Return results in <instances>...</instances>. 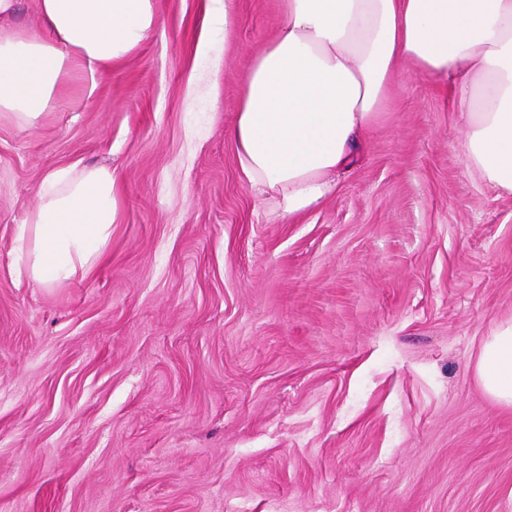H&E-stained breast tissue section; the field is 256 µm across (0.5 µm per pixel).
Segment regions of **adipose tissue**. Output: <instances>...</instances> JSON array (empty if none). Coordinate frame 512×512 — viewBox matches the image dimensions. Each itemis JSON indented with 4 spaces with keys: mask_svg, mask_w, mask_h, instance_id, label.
<instances>
[{
    "mask_svg": "<svg viewBox=\"0 0 512 512\" xmlns=\"http://www.w3.org/2000/svg\"><path fill=\"white\" fill-rule=\"evenodd\" d=\"M285 22L244 76L230 131L239 169L282 218L325 199L391 100L401 61L456 90L464 149L512 194V0H282ZM40 32L0 26V115L30 127L75 72L108 73L157 25L154 0H38ZM19 224L17 277L51 285L89 270L112 234L111 169H50ZM476 376L512 408V321L490 332Z\"/></svg>",
    "mask_w": 512,
    "mask_h": 512,
    "instance_id": "ef3b65f1",
    "label": "adipose tissue"
}]
</instances>
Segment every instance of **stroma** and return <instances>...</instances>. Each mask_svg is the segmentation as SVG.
Returning <instances> with one entry per match:
<instances>
[{
  "instance_id": "1",
  "label": "stroma",
  "mask_w": 512,
  "mask_h": 512,
  "mask_svg": "<svg viewBox=\"0 0 512 512\" xmlns=\"http://www.w3.org/2000/svg\"><path fill=\"white\" fill-rule=\"evenodd\" d=\"M156 0L155 31L22 129L0 117V512H512V408L474 366L512 318V195L448 87L398 68L336 191L283 220L228 132L282 0ZM56 165H104L101 260L18 281Z\"/></svg>"
}]
</instances>
